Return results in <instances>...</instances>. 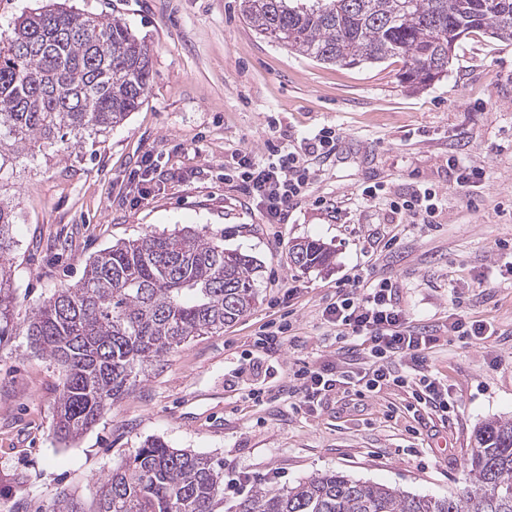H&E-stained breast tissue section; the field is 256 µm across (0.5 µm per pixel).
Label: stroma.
Returning a JSON list of instances; mask_svg holds the SVG:
<instances>
[{"label": "stroma", "mask_w": 512, "mask_h": 512, "mask_svg": "<svg viewBox=\"0 0 512 512\" xmlns=\"http://www.w3.org/2000/svg\"><path fill=\"white\" fill-rule=\"evenodd\" d=\"M116 17L151 49L144 104L102 136L34 149L0 179L18 216L12 286L31 312L79 281L112 243L189 227L261 261L259 298L223 332L191 338L140 373L133 389L75 443H59L54 418L61 373L25 336L0 344V512H50L58 494L91 502L102 478L158 438L223 462L225 477L282 488L328 470L412 495L458 493L468 480L476 429L512 418V40L463 39L439 80L412 90L403 62L339 67L269 42L244 20L241 0H64ZM324 127L340 138L295 199L285 223H266L226 182L232 155H264ZM158 158L151 192L130 174ZM474 160L487 179L463 187L450 156ZM387 195L362 202V190ZM429 189L433 224L392 213L395 197ZM398 243L386 247L390 236ZM317 240L335 252L328 270L302 272L288 247ZM361 275L392 282L415 326L435 336L427 365L455 402L444 417L390 420L398 388L332 394L293 409L295 362L339 360L322 311L338 283ZM487 322L482 338L448 333L456 316ZM286 330L257 347L270 321ZM249 383L229 385L238 366Z\"/></svg>", "instance_id": "obj_1"}]
</instances>
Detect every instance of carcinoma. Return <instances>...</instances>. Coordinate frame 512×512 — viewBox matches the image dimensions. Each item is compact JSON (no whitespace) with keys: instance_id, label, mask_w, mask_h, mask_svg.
Here are the masks:
<instances>
[{"instance_id":"cac0c4a2","label":"carcinoma","mask_w":512,"mask_h":512,"mask_svg":"<svg viewBox=\"0 0 512 512\" xmlns=\"http://www.w3.org/2000/svg\"><path fill=\"white\" fill-rule=\"evenodd\" d=\"M257 34L319 63L357 66L403 59L419 89L448 71L473 33L512 30V0H241ZM150 49L126 23L61 6L24 14L0 33V176L36 145L106 132L148 93ZM14 208L0 200V344L23 334L61 371L54 434L68 443L128 393L137 374L195 336L216 334L258 299V260L185 228L146 234L100 251L82 278L26 318L12 288ZM301 271L331 265L316 241L288 248ZM469 484L444 497L405 494L327 471L294 486L257 488L238 512H512V418L476 432ZM224 465L153 439L101 483L87 505L61 493L51 512H216Z\"/></svg>"}]
</instances>
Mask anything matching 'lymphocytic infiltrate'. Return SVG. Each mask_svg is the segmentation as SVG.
Returning a JSON list of instances; mask_svg holds the SVG:
<instances>
[{"instance_id": "obj_1", "label": "lymphocytic infiltrate", "mask_w": 512, "mask_h": 512, "mask_svg": "<svg viewBox=\"0 0 512 512\" xmlns=\"http://www.w3.org/2000/svg\"><path fill=\"white\" fill-rule=\"evenodd\" d=\"M336 141L335 130L328 127L314 137L303 138L298 149L287 153L273 144L268 145L264 159L241 151L235 167L224 178L240 183L260 207L266 223L278 224L284 220L289 203L302 196L311 181L313 171L307 156L333 154ZM324 315L336 330L337 343L366 351L367 357L345 361L333 373L306 364L292 368L288 394L298 407L320 403L335 391L361 396L397 387L411 389L417 404L443 413L453 411L447 388L425 369V352L434 338L411 324L396 302L390 281L367 283L353 276L337 286Z\"/></svg>"}]
</instances>
